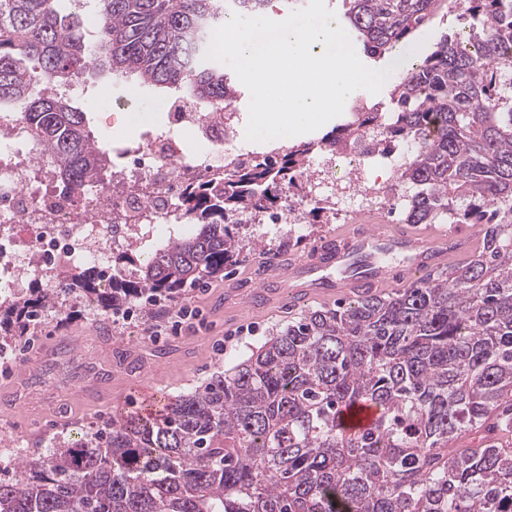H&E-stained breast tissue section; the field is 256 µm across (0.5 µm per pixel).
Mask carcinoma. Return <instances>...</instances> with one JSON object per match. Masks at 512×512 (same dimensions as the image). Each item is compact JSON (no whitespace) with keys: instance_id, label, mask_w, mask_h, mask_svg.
Returning <instances> with one entry per match:
<instances>
[{"instance_id":"carcinoma-1","label":"carcinoma","mask_w":512,"mask_h":512,"mask_svg":"<svg viewBox=\"0 0 512 512\" xmlns=\"http://www.w3.org/2000/svg\"><path fill=\"white\" fill-rule=\"evenodd\" d=\"M63 0H0V110L34 131L35 149L79 190L112 163L85 112L35 82L66 86L94 67L203 105L236 98L233 76L203 59L228 12L268 0H87L90 35ZM348 28L375 55L410 47L442 4L468 27L394 74L389 116L359 112L321 137L329 147L370 130L406 154L389 190L404 224H471L465 262L388 295L306 311L207 385L176 395L155 419L126 416L64 441L0 480V512H512V0H348ZM314 143L185 189L192 230L101 286L95 270L63 272V291L96 310L174 299L224 276L252 241L235 216L282 205ZM58 295L34 275L0 301V350L27 335ZM377 407L368 427L340 417ZM376 416L375 408L369 403H356L343 409L341 423L349 432H355L370 424Z\"/></svg>"}]
</instances>
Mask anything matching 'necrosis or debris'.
<instances>
[{
	"label": "necrosis or debris",
	"instance_id": "obj_1",
	"mask_svg": "<svg viewBox=\"0 0 512 512\" xmlns=\"http://www.w3.org/2000/svg\"><path fill=\"white\" fill-rule=\"evenodd\" d=\"M167 105L166 124L149 130L142 146L114 147L110 174L78 194L53 179L52 165L37 154L17 114L0 113L1 287L21 292L38 272L47 274V287H55L50 274L63 265L107 272L113 252L143 249L157 225L187 223L178 200L188 184L279 150L273 142L252 146L234 105L225 106L224 120L217 124L199 110L183 108L177 97ZM188 128L206 150L183 147L180 134ZM400 154V149L382 151L364 142L336 152L317 147L307 160L311 188L293 192L288 205L297 216L336 197L347 214L369 205L404 210L405 197L364 189L375 167L398 170Z\"/></svg>",
	"mask_w": 512,
	"mask_h": 512
}]
</instances>
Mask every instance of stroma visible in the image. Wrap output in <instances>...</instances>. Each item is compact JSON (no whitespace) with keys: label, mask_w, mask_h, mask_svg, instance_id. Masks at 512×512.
Here are the masks:
<instances>
[{"label":"stroma","mask_w":512,"mask_h":512,"mask_svg":"<svg viewBox=\"0 0 512 512\" xmlns=\"http://www.w3.org/2000/svg\"><path fill=\"white\" fill-rule=\"evenodd\" d=\"M111 83L110 74L90 68L71 88L101 143L119 139L141 145L145 125L166 122L167 100L131 82L130 103L123 107L113 101ZM136 113L140 121L130 122ZM351 221L348 215L326 224L265 219L242 230L268 253L302 254ZM259 262L257 256H246L225 269L223 277L205 280L200 290L185 289L172 302H137L130 319L95 311L77 296L61 300L55 312L30 328L23 359L0 373V463L17 452L19 441L50 448L59 440L108 428L118 414L138 413L151 392L172 397L205 386L286 328L301 308L276 306L255 315L225 307L229 281L256 273ZM183 306L197 308L200 316L171 331Z\"/></svg>","instance_id":"35a3bbf8"}]
</instances>
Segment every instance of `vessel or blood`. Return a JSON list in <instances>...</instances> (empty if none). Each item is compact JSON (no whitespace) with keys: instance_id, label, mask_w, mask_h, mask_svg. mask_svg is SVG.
<instances>
[{"instance_id":"obj_1","label":"vessel or blood","mask_w":512,"mask_h":512,"mask_svg":"<svg viewBox=\"0 0 512 512\" xmlns=\"http://www.w3.org/2000/svg\"><path fill=\"white\" fill-rule=\"evenodd\" d=\"M476 244L477 236L470 229L447 233L358 221L323 236L304 254L285 253L269 260L252 287L228 289L226 299L237 308L259 313L284 300L298 306L354 297L388 283L396 271L418 279L447 268L469 255ZM360 253L372 255L374 261L367 270L351 271L350 263ZM375 415L372 405L360 402L343 410L341 423L355 432Z\"/></svg>"}]
</instances>
